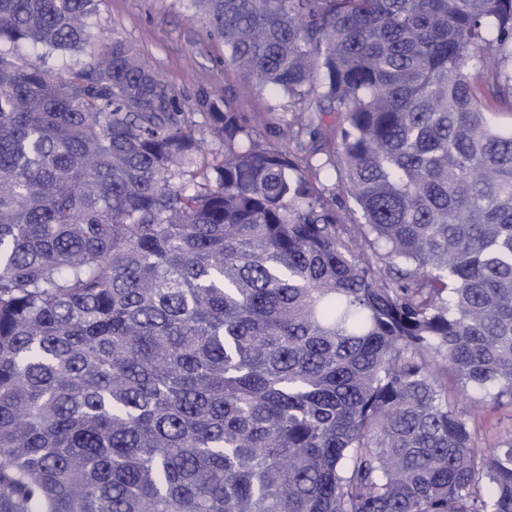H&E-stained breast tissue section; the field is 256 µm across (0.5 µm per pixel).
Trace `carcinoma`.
I'll return each instance as SVG.
<instances>
[{
  "label": "carcinoma",
  "mask_w": 512,
  "mask_h": 512,
  "mask_svg": "<svg viewBox=\"0 0 512 512\" xmlns=\"http://www.w3.org/2000/svg\"><path fill=\"white\" fill-rule=\"evenodd\" d=\"M96 2L0 0V512H512V0H174L296 101L212 159ZM512 423V409L508 406L485 412L484 417L478 420V434L482 445L492 447L503 431Z\"/></svg>",
  "instance_id": "1"
}]
</instances>
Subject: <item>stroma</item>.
I'll use <instances>...</instances> for the list:
<instances>
[{
  "mask_svg": "<svg viewBox=\"0 0 512 512\" xmlns=\"http://www.w3.org/2000/svg\"><path fill=\"white\" fill-rule=\"evenodd\" d=\"M97 33L134 47L184 101L194 124L213 100H227L242 112L263 113L277 102L228 70L222 42L206 37L200 23L171 6V0H99Z\"/></svg>",
  "mask_w": 512,
  "mask_h": 512,
  "instance_id": "stroma-1",
  "label": "stroma"
}]
</instances>
